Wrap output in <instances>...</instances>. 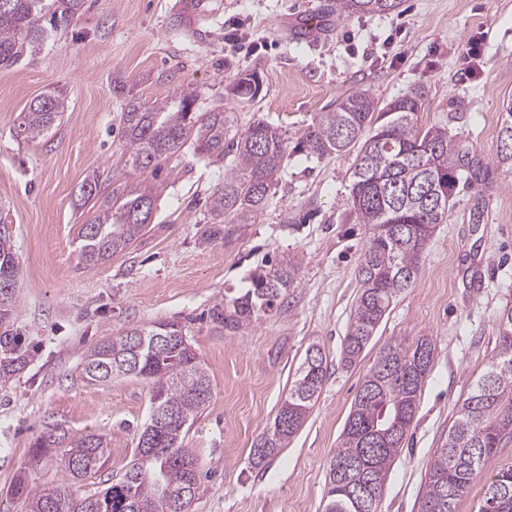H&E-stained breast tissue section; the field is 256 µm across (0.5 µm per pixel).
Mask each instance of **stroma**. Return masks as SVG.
<instances>
[{
    "mask_svg": "<svg viewBox=\"0 0 512 512\" xmlns=\"http://www.w3.org/2000/svg\"><path fill=\"white\" fill-rule=\"evenodd\" d=\"M332 2L203 0L194 21L178 0H88L79 24L35 60L0 70V225L21 264L5 328L29 360L0 380V512H21L9 495L19 472L37 484L61 479L55 466L29 464L31 443L51 415L106 436V472L124 474L149 417L151 384L127 377L91 385L80 364L97 341L158 321L185 327L212 383L183 442L202 476L195 512H322L326 465L365 373L387 344L432 338L431 372L379 507L417 512L435 452L497 349L501 311L512 306V172L495 165L503 102L512 97V0H402L396 12L348 18L331 12ZM315 15L326 25L312 34L304 22ZM232 18L253 50L225 44ZM472 40L480 54L467 71L462 53ZM253 70L259 96H231ZM117 77L144 105L189 85L205 105L234 112L238 129L258 115L290 135L359 89L381 106L418 93L419 124L447 127L494 170L487 183L461 188L426 245L417 281L394 301L361 361L347 367L341 342L372 232L352 211L354 152L291 155L256 222L206 245V200L224 167L184 146L149 175L161 194L146 233L95 269H81L77 231L94 212L75 198L90 172L124 166ZM54 88L68 99L59 125L24 141L21 112ZM286 256L301 268L282 307L238 333L216 329L212 306L245 287L256 265ZM313 344L327 360L315 406L287 448L254 465L252 444Z\"/></svg>",
    "mask_w": 512,
    "mask_h": 512,
    "instance_id": "35a3bbf8",
    "label": "stroma"
}]
</instances>
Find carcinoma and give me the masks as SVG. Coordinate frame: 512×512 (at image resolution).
I'll return each instance as SVG.
<instances>
[{"label": "carcinoma", "instance_id": "carcinoma-1", "mask_svg": "<svg viewBox=\"0 0 512 512\" xmlns=\"http://www.w3.org/2000/svg\"><path fill=\"white\" fill-rule=\"evenodd\" d=\"M86 0H0V69L31 61L48 41L77 25ZM399 0H336L341 16H371L395 11ZM259 90L255 73L233 88L238 98ZM200 92L189 86L148 108L132 98L121 113L126 157L119 173L94 172L81 187L80 201L95 209L94 219L78 231L79 264L92 270L124 252L151 220L159 187L140 181L130 188L100 194L114 184L158 165L164 156L192 141L195 152L224 163V182L209 198L208 227L202 243L232 237L242 224H253L266 209L271 191L284 172L288 138L265 119H252L243 132L234 117L215 106L193 110ZM418 94L403 95L378 107L367 93L355 91L330 105L297 132L296 148L323 159L358 147L348 181L357 223L372 226L357 266L359 284L354 309L341 346V361L355 364L396 298L418 278L427 241L445 224L459 185L479 181L482 165L442 126L422 129ZM67 109L64 92L54 90L29 103L19 135L35 142L61 120ZM500 141L512 143V98L503 108ZM299 273L297 262L284 259L256 268L247 286L217 302L210 319L232 333L281 306ZM20 264L11 235L0 229V322L9 318ZM0 379L23 370L27 355L0 336ZM435 346L428 336L405 347L385 346L365 374L352 403L341 439L329 458L323 512H378L390 468L403 450ZM325 357L317 345L305 357L273 423L256 439L253 463L279 454L304 424L325 380ZM120 377L152 382L150 415L138 438L151 435L153 453L136 446L129 469L109 478L93 496L80 494L79 483L101 473L108 462L105 438L76 432L48 418L31 445V462L56 464L66 478L58 484H33L19 473L9 494L24 512H167L189 482L201 488L199 471L182 435L212 396L211 381L181 325L156 322L132 327L91 346L82 360V379L106 385ZM512 438V307L498 319V349L457 411L448 437L429 467L417 512H456L457 501L473 478L488 470L498 448ZM478 512H512V468L496 470Z\"/></svg>", "mask_w": 512, "mask_h": 512}]
</instances>
